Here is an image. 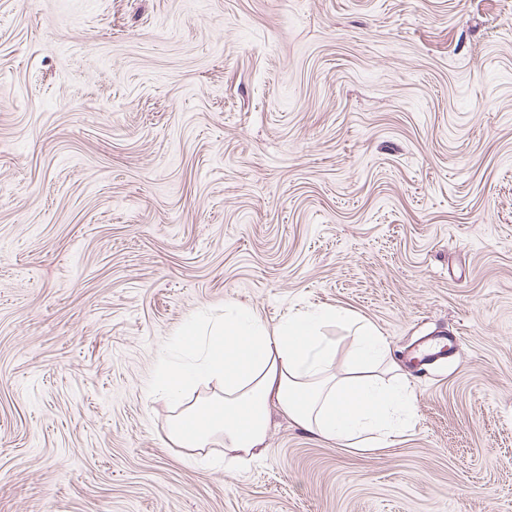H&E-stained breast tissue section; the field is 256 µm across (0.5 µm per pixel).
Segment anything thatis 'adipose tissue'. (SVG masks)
<instances>
[{"instance_id": "obj_1", "label": "adipose tissue", "mask_w": 512, "mask_h": 512, "mask_svg": "<svg viewBox=\"0 0 512 512\" xmlns=\"http://www.w3.org/2000/svg\"><path fill=\"white\" fill-rule=\"evenodd\" d=\"M352 321L346 310L296 313L268 328L241 306L213 326L198 361L163 366L158 394L177 398L199 380L221 383V395L189 403L167 440L181 448L224 446L227 466L262 458L273 413L342 448L385 443L409 425L413 404L404 385L372 379L388 362V344L369 324H358L347 375L336 376V348L322 333L331 322Z\"/></svg>"}]
</instances>
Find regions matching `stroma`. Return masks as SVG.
<instances>
[{
	"label": "stroma",
	"mask_w": 512,
	"mask_h": 512,
	"mask_svg": "<svg viewBox=\"0 0 512 512\" xmlns=\"http://www.w3.org/2000/svg\"><path fill=\"white\" fill-rule=\"evenodd\" d=\"M231 305L364 319L409 429L169 446ZM0 512H512V0H0ZM452 348V340L442 337L436 342H426L418 345L413 351V359L419 362L431 363L433 361L443 359L448 356V351Z\"/></svg>",
	"instance_id": "stroma-1"
}]
</instances>
